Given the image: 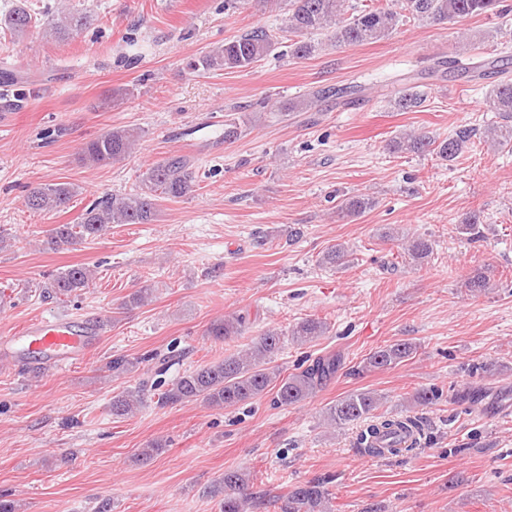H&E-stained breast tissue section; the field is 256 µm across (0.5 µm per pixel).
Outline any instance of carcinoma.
Listing matches in <instances>:
<instances>
[{
    "label": "carcinoma",
    "mask_w": 512,
    "mask_h": 512,
    "mask_svg": "<svg viewBox=\"0 0 512 512\" xmlns=\"http://www.w3.org/2000/svg\"><path fill=\"white\" fill-rule=\"evenodd\" d=\"M347 0H288V32L298 37L292 44V56L307 58L315 51L312 42L302 36L318 30L334 29L336 42L344 45L375 43L388 38L399 24L401 13L385 7H372L356 13H347ZM402 10L418 20L444 21L465 19L492 11L499 0H401ZM89 17L80 12H66L47 24L46 33L55 39H64L87 28ZM7 26L17 38L24 37L33 27L29 11L17 7L8 17ZM275 47L273 35L257 29L224 42L198 59L190 62L194 71L246 69L269 55ZM423 94L414 88L403 91L395 104L402 111L421 106ZM488 110L502 117L512 118V80L505 78L485 93ZM487 143L497 149L512 148V124L490 125L485 129ZM473 129L461 128L446 139L426 134H403L392 141L391 149L420 156L432 155L442 161L455 160L468 146ZM138 133L130 129L114 128L88 141L81 148L82 160L96 166L119 162L130 155ZM194 172L189 161L171 156L155 163L142 173L140 185L123 194H105L93 202L76 224H57L51 230L49 243L72 245L100 236L110 224H150L157 218L158 200L179 198L191 191ZM76 194L67 182L45 183L27 189L25 205L35 213H57L67 209ZM373 200L364 195H347L339 210L347 216H359L371 208ZM388 239H401L404 254L415 263H422L433 254L430 240L422 236L398 235L394 229L383 232ZM353 262L351 251L342 244H334L322 252L318 264L326 268H340ZM90 271L84 266H71L58 271L41 288L49 296H70L87 287ZM249 321L241 315L229 316L211 323L208 335L216 340H228L244 334ZM327 326L318 319H304L289 330L290 340L304 345L325 334ZM283 333L266 330L255 337L248 347L224 357L223 360L187 370L174 378L159 394L158 404L166 406L188 403L199 398L209 405L234 408L262 396L276 388V401L283 406L297 404L308 398L321 383L336 374L338 360L319 358L305 369L281 376L272 365L283 349ZM417 345L400 340L371 352L360 363L361 373L391 369L416 351ZM150 388L142 382L133 390H123L112 396V415L125 416L135 405L146 402ZM381 397L370 391L348 394L327 407L324 417L337 427L368 419L369 432L377 437L380 446H371L367 452L380 455L384 451L402 450V431L406 425L420 427L415 417H385L378 413ZM249 475L241 470L224 472L219 490L224 494L222 512H246L248 498L242 494ZM330 478L317 477L296 485L288 492L283 512H333L328 485Z\"/></svg>",
    "instance_id": "carcinoma-1"
}]
</instances>
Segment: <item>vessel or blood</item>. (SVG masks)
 I'll list each match as a JSON object with an SVG mask.
<instances>
[{
	"instance_id": "vessel-or-blood-1",
	"label": "vessel or blood",
	"mask_w": 512,
	"mask_h": 512,
	"mask_svg": "<svg viewBox=\"0 0 512 512\" xmlns=\"http://www.w3.org/2000/svg\"><path fill=\"white\" fill-rule=\"evenodd\" d=\"M101 329L69 317L41 319L25 326L10 342L20 345L25 355L55 365L82 359Z\"/></svg>"
}]
</instances>
